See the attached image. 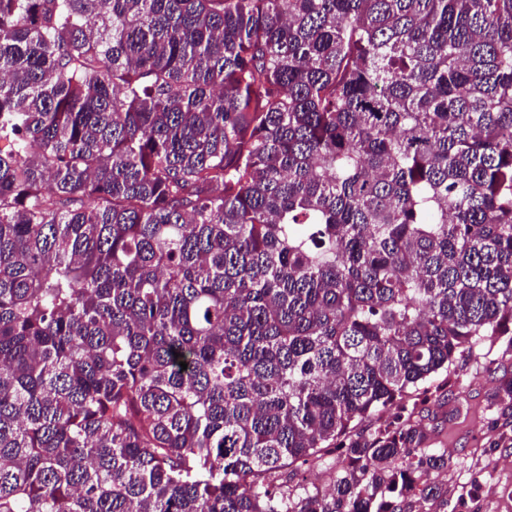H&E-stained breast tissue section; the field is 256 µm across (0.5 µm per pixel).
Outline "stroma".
I'll use <instances>...</instances> for the list:
<instances>
[{
    "label": "stroma",
    "instance_id": "1",
    "mask_svg": "<svg viewBox=\"0 0 512 512\" xmlns=\"http://www.w3.org/2000/svg\"><path fill=\"white\" fill-rule=\"evenodd\" d=\"M512 373V340L502 336L457 360L450 380L438 383V404L410 396L406 406L428 409L429 444L447 449L441 472L463 512H512V410L497 398L499 380Z\"/></svg>",
    "mask_w": 512,
    "mask_h": 512
}]
</instances>
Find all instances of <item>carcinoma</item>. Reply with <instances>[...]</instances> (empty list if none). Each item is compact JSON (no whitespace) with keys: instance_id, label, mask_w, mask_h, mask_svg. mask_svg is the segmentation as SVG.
Returning a JSON list of instances; mask_svg holds the SVG:
<instances>
[{"instance_id":"1","label":"carcinoma","mask_w":512,"mask_h":512,"mask_svg":"<svg viewBox=\"0 0 512 512\" xmlns=\"http://www.w3.org/2000/svg\"><path fill=\"white\" fill-rule=\"evenodd\" d=\"M511 335L512 0H0V512L444 506ZM510 337L486 342L457 360L450 386L439 376L434 381L439 405L433 406L434 396L428 402L404 399L409 410L430 408L428 416L422 413L430 447L446 448L451 457L448 471L433 475L448 484L446 512L461 494L467 506L461 512H512V410H504L496 394L499 379L512 373Z\"/></svg>"}]
</instances>
